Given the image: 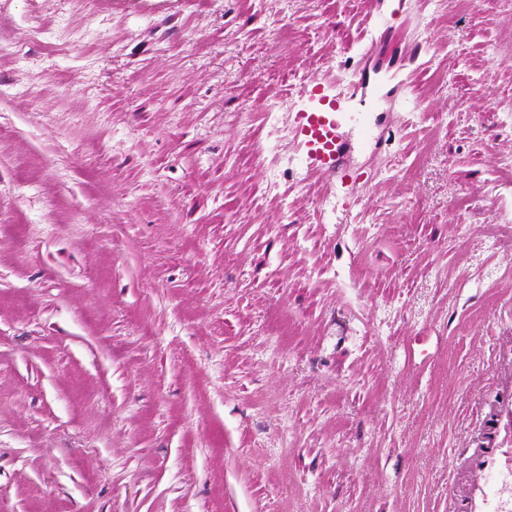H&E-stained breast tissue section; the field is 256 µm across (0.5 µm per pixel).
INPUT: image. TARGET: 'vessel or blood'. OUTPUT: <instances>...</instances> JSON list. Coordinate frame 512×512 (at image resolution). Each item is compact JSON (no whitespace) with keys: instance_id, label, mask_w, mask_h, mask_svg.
<instances>
[{"instance_id":"1","label":"vessel or blood","mask_w":512,"mask_h":512,"mask_svg":"<svg viewBox=\"0 0 512 512\" xmlns=\"http://www.w3.org/2000/svg\"><path fill=\"white\" fill-rule=\"evenodd\" d=\"M376 81V72L363 67L351 86L323 79L304 88L290 123L303 176L319 175L334 192L349 193L353 179L343 163L347 144L342 129L356 113L369 111ZM491 419L504 433L502 443L464 449L469 483L465 494L453 499L455 512H512L497 493L499 480L512 479V394L502 398Z\"/></svg>"}]
</instances>
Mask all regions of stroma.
<instances>
[{"instance_id": "stroma-1", "label": "stroma", "mask_w": 512, "mask_h": 512, "mask_svg": "<svg viewBox=\"0 0 512 512\" xmlns=\"http://www.w3.org/2000/svg\"><path fill=\"white\" fill-rule=\"evenodd\" d=\"M377 7L98 0L91 27L0 0V224L26 234L0 238V512H448L512 368V0H406L384 38ZM360 63L404 81L380 148L344 128L364 179L320 211L265 98ZM426 128L409 186L387 168ZM293 93L291 85L281 84L270 88L266 97L265 104V120L269 125V133L277 139L283 137L284 128L280 124V108L284 104L285 98L288 97V104L291 103Z\"/></svg>"}]
</instances>
